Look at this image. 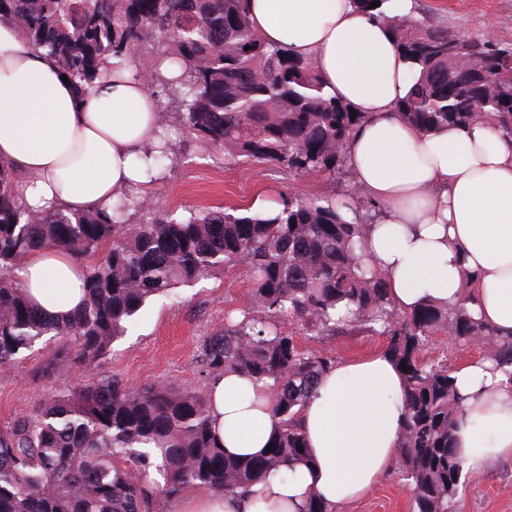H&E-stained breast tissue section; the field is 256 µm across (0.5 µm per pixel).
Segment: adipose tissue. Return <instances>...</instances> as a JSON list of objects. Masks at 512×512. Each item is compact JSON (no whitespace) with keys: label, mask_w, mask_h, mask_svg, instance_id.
<instances>
[{"label":"adipose tissue","mask_w":512,"mask_h":512,"mask_svg":"<svg viewBox=\"0 0 512 512\" xmlns=\"http://www.w3.org/2000/svg\"><path fill=\"white\" fill-rule=\"evenodd\" d=\"M249 18L265 42L312 60L328 94L366 114L347 164L362 192L385 206L366 228V261L388 273L395 308L463 302L498 334H512V139L488 122L424 132L401 121L396 107L419 71L390 28L353 0H249ZM167 132L136 66L77 97L52 59L0 20V160L27 209L79 213L151 192L145 157ZM86 274L85 261L53 248L16 272L51 315L81 305ZM453 377L465 398L454 440L467 469L512 456V386L484 358ZM206 393L225 453L263 454L280 430L269 390L235 372ZM404 405V374L388 351L340 360L303 407L304 463L270 470L234 495L187 491L177 512H306L314 496L329 512L359 503L396 463Z\"/></svg>","instance_id":"ef3b65f1"}]
</instances>
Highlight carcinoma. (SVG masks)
<instances>
[{"label": "carcinoma", "instance_id": "cac0c4a2", "mask_svg": "<svg viewBox=\"0 0 512 512\" xmlns=\"http://www.w3.org/2000/svg\"><path fill=\"white\" fill-rule=\"evenodd\" d=\"M374 0L356 8L390 24L398 51L419 68L399 116L423 130L493 121L512 137V42L490 31L464 38L444 23L389 16ZM16 23L87 94L103 74L131 63L155 95L178 104L188 140L161 148L162 171L192 146L227 165L266 164L297 176L333 177L365 121L329 96L310 60L272 46L253 30L245 0H0ZM180 75L167 79L157 63ZM0 163V368L56 339L42 378L91 371L140 311L218 271L246 283L247 307L199 346L213 380L228 371L263 383L275 397L281 431L260 459L224 454L211 432L205 392L167 384L128 389L117 377L88 380L41 396L31 413L0 428V512H145L193 488L234 494L306 454L300 414L334 357L301 346L285 325L313 338L361 333L389 338L406 361L405 410L397 474L411 512H454L465 484L453 429L462 409L452 369L422 352L434 336L458 347L481 340L512 386V336H500L461 303H425L400 312L387 277L363 258L365 226L382 205L353 185L343 197L281 195L265 211L248 206L163 208L125 194L113 207L33 214L7 190ZM54 247L89 262L82 306L54 318L35 306L15 271ZM345 306L352 319H336ZM156 467L163 483L146 484Z\"/></svg>", "mask_w": 512, "mask_h": 512}]
</instances>
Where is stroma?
<instances>
[{
    "instance_id": "1",
    "label": "stroma",
    "mask_w": 512,
    "mask_h": 512,
    "mask_svg": "<svg viewBox=\"0 0 512 512\" xmlns=\"http://www.w3.org/2000/svg\"><path fill=\"white\" fill-rule=\"evenodd\" d=\"M433 22H442L468 34L493 30L512 40V0H420ZM352 182L350 173L325 180L296 177L287 171L257 165H225L222 159L188 153L157 184L154 193L162 206H224L268 203L282 194L323 191L344 192ZM249 302L247 287L235 271H220L195 287L183 289L176 300H158L141 313L136 325L115 342L109 355L92 372L64 370L50 383L39 380L45 353L38 350L28 360L0 368V428L27 414L47 387L66 388L88 378L116 376L131 389L147 383L206 390L207 383L196 362L199 346L224 325L228 311ZM387 345L383 336L351 333L323 342H312L313 350L336 358H359ZM411 494L397 473L385 475L361 503L343 512H409ZM459 512H512V457L468 471L461 492Z\"/></svg>"
}]
</instances>
